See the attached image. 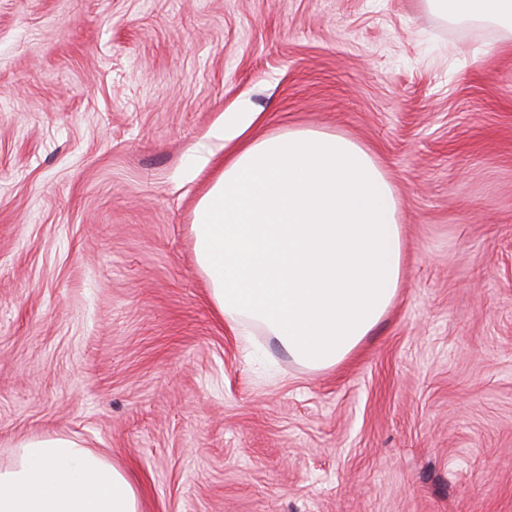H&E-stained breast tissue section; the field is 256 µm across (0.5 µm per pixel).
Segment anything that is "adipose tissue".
<instances>
[{"label":"adipose tissue","instance_id":"adipose-tissue-1","mask_svg":"<svg viewBox=\"0 0 512 512\" xmlns=\"http://www.w3.org/2000/svg\"><path fill=\"white\" fill-rule=\"evenodd\" d=\"M444 20L494 27L512 43V0H419ZM259 115L225 113L197 157L223 147L199 200L196 263L225 326L271 336L312 371L343 363L392 307L404 241L399 201L371 151L307 128L255 135ZM0 512H140L126 473L63 436L20 442L0 468Z\"/></svg>","mask_w":512,"mask_h":512}]
</instances>
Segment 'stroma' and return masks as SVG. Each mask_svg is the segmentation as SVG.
Wrapping results in <instances>:
<instances>
[{
	"mask_svg": "<svg viewBox=\"0 0 512 512\" xmlns=\"http://www.w3.org/2000/svg\"><path fill=\"white\" fill-rule=\"evenodd\" d=\"M242 105L400 201L397 298L334 369L226 333L198 270ZM55 434L142 512H512V47L418 0H0V466Z\"/></svg>",
	"mask_w": 512,
	"mask_h": 512,
	"instance_id": "1",
	"label": "stroma"
}]
</instances>
